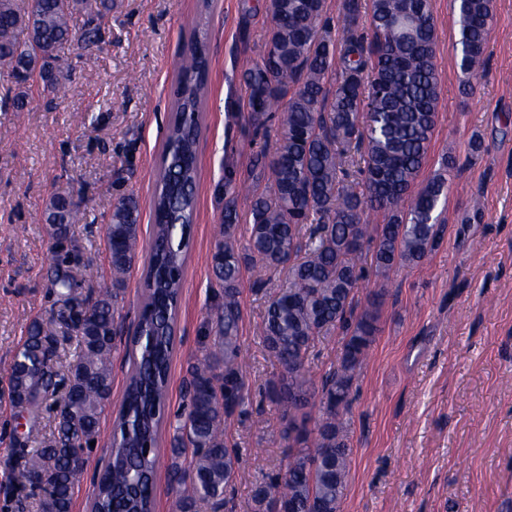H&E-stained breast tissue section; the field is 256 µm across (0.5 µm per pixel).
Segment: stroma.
I'll use <instances>...</instances> for the list:
<instances>
[{"instance_id":"1","label":"stroma","mask_w":512,"mask_h":512,"mask_svg":"<svg viewBox=\"0 0 512 512\" xmlns=\"http://www.w3.org/2000/svg\"><path fill=\"white\" fill-rule=\"evenodd\" d=\"M101 41L57 51L62 83L28 93L23 111L0 109V512H37L17 498L14 441L38 447L55 427L59 397L36 422L10 407L14 351L33 318H57L53 266L92 302L112 285L106 226L117 198L149 209L177 86L174 63L204 25L210 61L198 144L197 218L183 271L168 418L158 439L155 512H176L170 441L186 400L183 382L202 358L219 300L212 281L215 228L224 218V173L246 180L260 137L247 107L246 65L261 61L271 28L267 0H109ZM441 83L424 177L455 160L440 221L442 243L420 265L391 272L378 328L344 411L352 448L341 512H512V0H493L486 61L458 65L453 0H430ZM68 195L83 219L54 245L44 221ZM137 261L117 301L123 336L113 353L112 398L74 512H90L91 477L112 436L128 379L125 336L143 300ZM287 269L241 280L240 344L247 401L228 422L238 455L227 491L233 512H253L252 491L284 473L287 444L267 384L280 368L263 344L269 296Z\"/></svg>"}]
</instances>
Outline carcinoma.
Returning a JSON list of instances; mask_svg holds the SVG:
<instances>
[{"instance_id": "obj_1", "label": "carcinoma", "mask_w": 512, "mask_h": 512, "mask_svg": "<svg viewBox=\"0 0 512 512\" xmlns=\"http://www.w3.org/2000/svg\"><path fill=\"white\" fill-rule=\"evenodd\" d=\"M460 66L470 74L486 59L493 0H455ZM325 0H268L272 28L261 61L243 71L254 125L280 113L274 141L253 154V198L240 246L235 206L242 183L224 179V225L212 272L221 288L215 336L190 367L188 405L172 440L171 469L177 512L198 504L226 507L224 489L236 477L238 456L226 421L247 399L240 344V281L246 268L288 267V283L264 315V346L280 365L269 382L281 412L288 477L253 495V512H341L351 448L342 410L357 371L378 332L381 294L361 311L354 304L363 277L357 259L372 250L377 276L422 262L440 244L445 226L436 211L446 177L421 174L436 126L440 80L435 66L437 30L430 0H369V34L359 33L360 0H343L337 34L323 22ZM106 0H0V61L15 83L27 71L44 75L43 89L59 87L56 50L67 42L87 49L100 40L94 25ZM87 16L79 35L73 15ZM198 34L177 62L178 88L163 145L162 169L151 197L154 233L148 252L146 294L131 338L129 382L112 442L93 481L91 512H154L158 430L163 422L174 351V324L183 287L185 253L197 209L200 110L208 59ZM360 153L362 178L346 172L347 147ZM381 216L372 224L371 217ZM52 238L61 240L80 221L79 207L56 195L46 209ZM315 224L310 243L301 227ZM140 210L120 196L106 227L112 281L120 284L139 254ZM54 286L61 322L78 336V359L67 370L68 402L43 445L22 452L21 476L46 479L38 512H73L75 487L84 478L101 415L112 394V350L118 326L117 295L106 289L87 309L74 304L72 276L59 269ZM346 331L338 362L315 382L306 370L319 335ZM56 322H32L10 365L21 410L35 418L58 385L53 364ZM318 409L314 428L305 409Z\"/></svg>"}]
</instances>
